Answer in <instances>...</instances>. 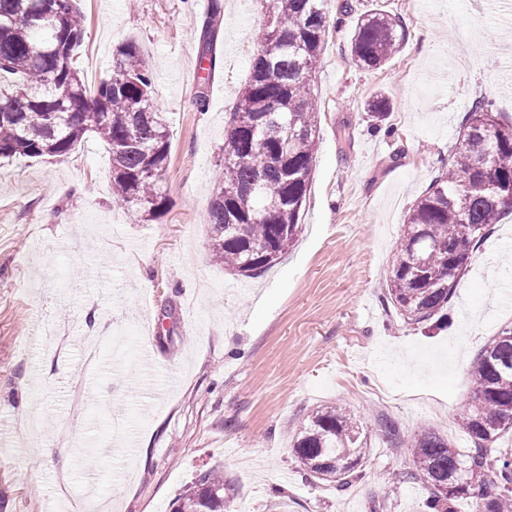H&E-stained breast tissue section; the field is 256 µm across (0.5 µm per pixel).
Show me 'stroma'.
I'll list each match as a JSON object with an SVG mask.
<instances>
[{
    "label": "stroma",
    "mask_w": 512,
    "mask_h": 512,
    "mask_svg": "<svg viewBox=\"0 0 512 512\" xmlns=\"http://www.w3.org/2000/svg\"><path fill=\"white\" fill-rule=\"evenodd\" d=\"M399 17L384 67L329 28L311 76L314 174L293 247L256 277L210 257L208 208L224 124L249 75L264 12L223 0L235 40L197 112L188 73L208 0H76L79 67L95 90L112 53L137 40L171 134L167 207L143 221L115 204L106 147L0 161V512H63L61 483L112 512H173L200 470L224 472V512H425L411 435L470 446L457 423L478 351L512 325V215L491 225L448 307L450 323H406L384 294L414 200L448 163L472 103L512 122V0H349ZM389 96L388 132L366 102ZM340 403L370 444L344 490L307 481L291 452L312 410ZM397 422L387 436L382 422ZM52 454H44L45 445Z\"/></svg>",
    "instance_id": "1"
}]
</instances>
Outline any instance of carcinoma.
Here are the masks:
<instances>
[{
  "label": "carcinoma",
  "mask_w": 512,
  "mask_h": 512,
  "mask_svg": "<svg viewBox=\"0 0 512 512\" xmlns=\"http://www.w3.org/2000/svg\"><path fill=\"white\" fill-rule=\"evenodd\" d=\"M266 11L250 74L224 125V163L210 202L211 257L229 271L255 275L272 266L298 237L312 181L318 107L309 76L321 56L332 0H264ZM222 0H209L197 35L203 72L197 111L222 65L217 50ZM399 21L374 12L354 21L348 49L359 66L379 68L399 51ZM86 24L76 0H0V159L63 157L94 136L111 153L112 200L159 218L167 206L160 177L170 159L167 124L156 104L154 75L139 44L112 53L96 93L88 94L77 50ZM379 121L389 101L366 104ZM512 211V124L491 102L468 112L448 168L421 195L404 223L388 276L386 299L404 321L442 326L445 307L488 227ZM473 399L460 418L472 448L459 452L430 428L412 437L415 470L403 480L429 492L427 512H512V452L495 447L512 430V326L502 329L472 365ZM305 478L346 488L366 458V440L342 405L311 413L292 445ZM176 512H224V473L200 472L177 496Z\"/></svg>",
  "instance_id": "cac0c4a2"
}]
</instances>
